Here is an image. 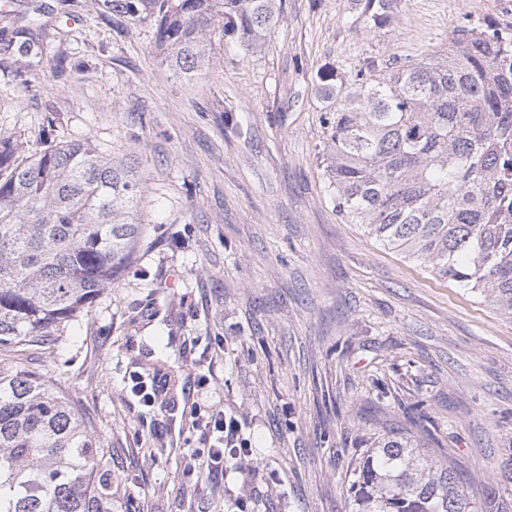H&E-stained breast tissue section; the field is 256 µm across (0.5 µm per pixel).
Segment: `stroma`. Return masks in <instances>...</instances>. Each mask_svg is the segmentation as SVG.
<instances>
[{
	"label": "stroma",
	"mask_w": 512,
	"mask_h": 512,
	"mask_svg": "<svg viewBox=\"0 0 512 512\" xmlns=\"http://www.w3.org/2000/svg\"><path fill=\"white\" fill-rule=\"evenodd\" d=\"M261 48L215 37L185 77L151 24L92 0H0V43L38 19L64 72L0 54V137L26 155L91 141L141 186L130 263L26 363L112 451V512H350L372 440L420 436L512 508V313L437 278L336 212L318 72L408 61L512 0H401L365 36L353 0H277ZM152 388L151 405L132 391ZM253 450L246 481L200 472L213 410Z\"/></svg>",
	"instance_id": "1"
}]
</instances>
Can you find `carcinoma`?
<instances>
[{
  "label": "carcinoma",
  "instance_id": "carcinoma-1",
  "mask_svg": "<svg viewBox=\"0 0 512 512\" xmlns=\"http://www.w3.org/2000/svg\"><path fill=\"white\" fill-rule=\"evenodd\" d=\"M367 35L396 22L400 0H354ZM113 28L148 22L192 77L201 37L233 35L248 52L278 23L275 0H94ZM4 51L49 59L32 20ZM324 156L336 211L382 245L459 288L512 311V23L455 27L448 51L354 76H318ZM0 138V351L44 347L89 311L131 259L141 190L87 140L23 156ZM351 512H477L476 497L412 435L383 437L362 456ZM0 512H112L106 449L78 409L35 372L0 366Z\"/></svg>",
  "mask_w": 512,
  "mask_h": 512
}]
</instances>
